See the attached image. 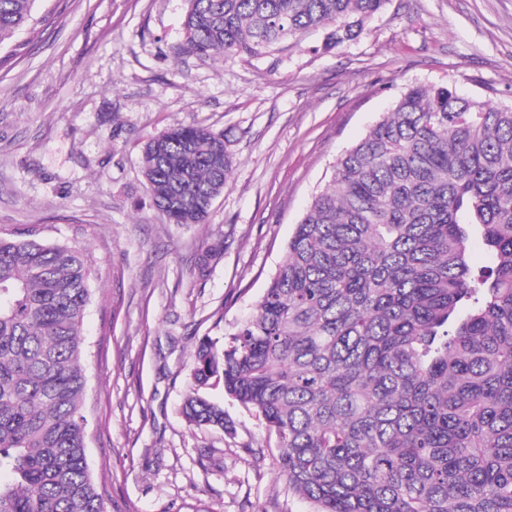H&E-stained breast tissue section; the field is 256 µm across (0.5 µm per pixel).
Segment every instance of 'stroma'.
<instances>
[{"label":"stroma","mask_w":512,"mask_h":512,"mask_svg":"<svg viewBox=\"0 0 512 512\" xmlns=\"http://www.w3.org/2000/svg\"><path fill=\"white\" fill-rule=\"evenodd\" d=\"M186 0H37L52 23L0 68V227L86 248L87 455L106 512H315L276 438L222 386L232 431L189 425L198 341L254 310L313 195L406 87L512 104V0H388L355 39L324 31L247 58L183 53ZM223 132L232 174L203 224L152 206L141 149L166 128ZM224 254L205 275L196 253ZM224 254V240L217 238L203 247L197 255L196 267L199 274L204 275L206 270L219 260Z\"/></svg>","instance_id":"35a3bbf8"}]
</instances>
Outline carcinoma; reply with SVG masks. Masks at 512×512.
<instances>
[{
    "mask_svg": "<svg viewBox=\"0 0 512 512\" xmlns=\"http://www.w3.org/2000/svg\"><path fill=\"white\" fill-rule=\"evenodd\" d=\"M36 0H0V45ZM388 0H187L185 52L262 56L307 30L358 37ZM169 224H203L233 167L185 124L141 155ZM481 237L490 264H470ZM224 254L197 255L204 274ZM85 249L0 230V512H105L90 475ZM183 404L228 429L217 383L277 439L315 512H512V106L410 86L336 161L252 316L202 339Z\"/></svg>",
    "mask_w": 512,
    "mask_h": 512,
    "instance_id": "obj_1",
    "label": "carcinoma"
}]
</instances>
